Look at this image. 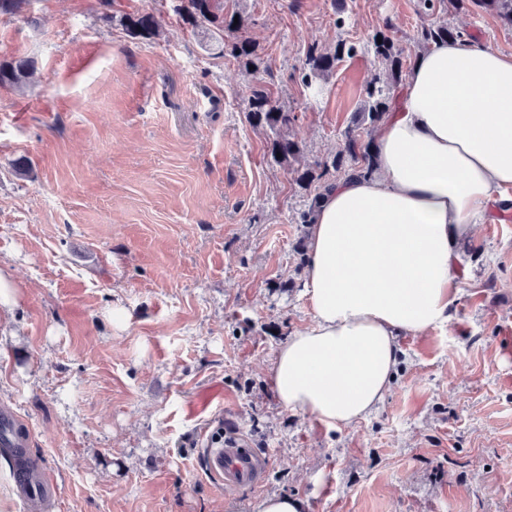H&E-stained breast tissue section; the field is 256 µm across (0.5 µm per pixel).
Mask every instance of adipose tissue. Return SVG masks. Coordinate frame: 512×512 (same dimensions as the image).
Masks as SVG:
<instances>
[{"mask_svg":"<svg viewBox=\"0 0 512 512\" xmlns=\"http://www.w3.org/2000/svg\"><path fill=\"white\" fill-rule=\"evenodd\" d=\"M375 147V174L334 182L314 212L312 322L269 369L282 405L334 428L383 401L399 335L451 319L457 246L512 187V54L452 41L419 52Z\"/></svg>","mask_w":512,"mask_h":512,"instance_id":"adipose-tissue-1","label":"adipose tissue"}]
</instances>
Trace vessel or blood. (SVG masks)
<instances>
[{
  "mask_svg": "<svg viewBox=\"0 0 512 512\" xmlns=\"http://www.w3.org/2000/svg\"><path fill=\"white\" fill-rule=\"evenodd\" d=\"M0 449L22 460L21 469L14 476V490L25 512H44L59 494V486L44 464L26 465V440L21 433L19 416L8 406H0ZM260 466L255 454L227 442L209 449L206 469L228 484L253 480Z\"/></svg>",
  "mask_w": 512,
  "mask_h": 512,
  "instance_id": "b4317fda",
  "label": "vessel or blood"
}]
</instances>
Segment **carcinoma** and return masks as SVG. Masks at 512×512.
<instances>
[{"label": "carcinoma", "mask_w": 512, "mask_h": 512, "mask_svg": "<svg viewBox=\"0 0 512 512\" xmlns=\"http://www.w3.org/2000/svg\"><path fill=\"white\" fill-rule=\"evenodd\" d=\"M453 4L458 9L472 5L512 26V0H453ZM179 16L192 28L203 29L207 40L215 43L218 54L233 57L241 66L250 69L252 74L265 68V59L258 46L243 35L251 19L237 11H224V0H186ZM118 19L127 34L134 39L149 40L158 35L159 23L152 12L124 13ZM226 33L232 36V40H225ZM460 37L461 34L444 21L423 23L417 30L415 46L426 48L437 41ZM366 46L370 47L375 57L385 62L386 70L372 75L366 83L364 112L360 113L361 122L343 131L342 144L336 154L329 159L317 160L312 166L298 173L296 182L300 186L308 188L317 185L301 214L305 224L310 222L321 193L332 184L330 171L345 177L359 178H368L375 172L373 133L391 108L410 49L395 44L382 30L377 31ZM357 51L358 47L353 43L347 45L342 42L332 53L323 51L316 44L309 46L301 69V82L308 88L312 87L313 80L332 70L343 56ZM33 70V61L27 58L0 61V87H22ZM247 105L254 126H267L275 131V137L271 140V156L275 163L290 164L300 153V147L297 142L282 135L281 130L295 121L293 112L275 102L271 93L261 85L252 87ZM278 153L281 154L279 158L276 157Z\"/></svg>", "instance_id": "1"}]
</instances>
